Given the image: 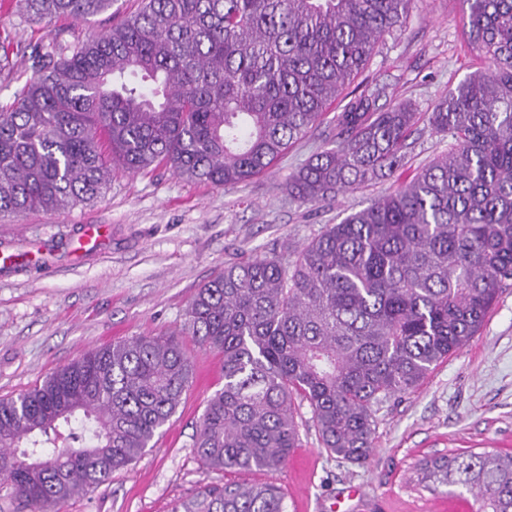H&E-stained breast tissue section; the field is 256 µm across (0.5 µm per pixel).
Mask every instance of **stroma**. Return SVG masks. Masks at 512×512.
Returning a JSON list of instances; mask_svg holds the SVG:
<instances>
[{"mask_svg":"<svg viewBox=\"0 0 512 512\" xmlns=\"http://www.w3.org/2000/svg\"><path fill=\"white\" fill-rule=\"evenodd\" d=\"M139 0H115L109 13L51 24L26 20L20 0H0V38L9 65L0 102L32 74L35 47L65 51ZM465 0H415L401 30L384 36L362 77L382 89L380 107L399 101L428 112L484 61L465 35ZM336 101L308 134L250 181L223 188L193 183L166 168L131 173L114 166L103 196L57 212L0 217L26 266L0 269V399L16 396L87 349L136 336L179 332L197 288L252 253L295 259L298 246L394 191L448 141L426 123L408 140L395 174L317 206L291 199L283 185L310 157L335 145ZM98 224L103 238L86 239ZM183 347L191 386L153 448L110 481L60 512H171L213 483L275 485L286 512H473L471 497L414 490L415 464L465 448L512 452V288L503 289L479 334L436 365L411 394L376 407L375 438L362 464L328 453L314 428L276 471H218L196 459L193 435L207 399L224 386L223 359L191 337Z\"/></svg>","mask_w":512,"mask_h":512,"instance_id":"1","label":"stroma"}]
</instances>
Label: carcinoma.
I'll return each instance as SVG.
<instances>
[{
    "label": "carcinoma",
    "mask_w": 512,
    "mask_h": 512,
    "mask_svg": "<svg viewBox=\"0 0 512 512\" xmlns=\"http://www.w3.org/2000/svg\"><path fill=\"white\" fill-rule=\"evenodd\" d=\"M28 20L89 19L114 0H22ZM484 70L432 111L376 107L360 88L375 45L414 0H141L69 55L38 50L0 105V217L101 197L109 163L164 165L223 187L269 168L323 113L336 147L285 184L312 206L404 165L422 120L451 139L394 192L334 224L288 262L255 255L191 298L185 328L222 354L224 387L193 438L202 466L275 471L300 446L296 403L321 445L366 460L374 407L413 392L480 330L512 286V0H466ZM190 360L172 338L87 350L0 399V479L25 512L65 501L136 463L181 404ZM416 484L469 493L475 512H512V452L425 457ZM172 512H286L271 485H210Z\"/></svg>",
    "instance_id": "1"
}]
</instances>
